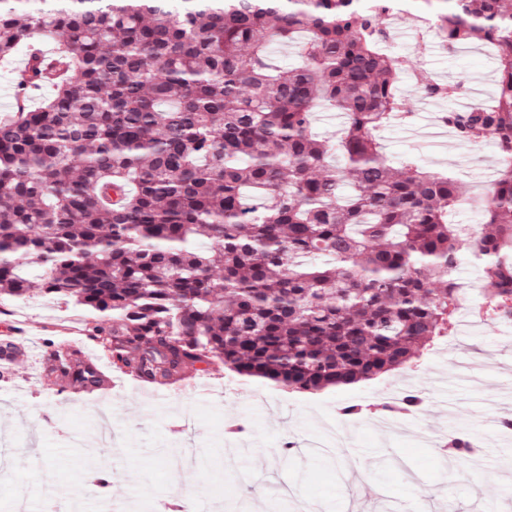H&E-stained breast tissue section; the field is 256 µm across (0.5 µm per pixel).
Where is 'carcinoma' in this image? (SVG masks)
I'll use <instances>...</instances> for the list:
<instances>
[{
	"mask_svg": "<svg viewBox=\"0 0 512 512\" xmlns=\"http://www.w3.org/2000/svg\"><path fill=\"white\" fill-rule=\"evenodd\" d=\"M426 4L447 43L496 49L492 101L442 116L501 150L472 232L448 221L452 177L375 138L402 109L394 0H0V60L49 39L68 63L32 58L51 95L0 118V297L29 296L38 267L41 295L92 314L79 343L47 340L50 374L88 394L102 357L152 386L215 367L297 391L375 379L451 332L465 238L486 305L512 310V0ZM321 103L347 120L334 143L311 132Z\"/></svg>",
	"mask_w": 512,
	"mask_h": 512,
	"instance_id": "carcinoma-1",
	"label": "carcinoma"
}]
</instances>
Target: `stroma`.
<instances>
[{"mask_svg": "<svg viewBox=\"0 0 512 512\" xmlns=\"http://www.w3.org/2000/svg\"><path fill=\"white\" fill-rule=\"evenodd\" d=\"M427 13L423 0H403L389 24L385 48L401 63L406 115L377 136L392 164L410 156L453 176L461 190L453 222L478 224L496 152L425 129L471 99L489 101L496 61L480 43L417 42L412 24ZM419 71L458 85L456 96L424 98ZM0 306L11 312L0 317V341L11 328L26 338L0 379V512H13L21 495L29 512H169L183 497L196 512H270L275 504L281 512L307 504L315 512H409L417 492L435 512L446 504L453 512H512V428L501 425L512 417V324L495 315L468 331L458 309L453 334L417 367L315 394L216 369L168 390L117 374L108 390L87 396L58 392L37 371L44 339H81L89 313L36 294ZM399 388L422 402L396 415L397 432H381L370 414L339 413ZM452 434L471 441L476 467L445 453ZM287 441L296 452L285 463L276 452ZM106 463L112 489L104 494L94 476Z\"/></svg>", "mask_w": 512, "mask_h": 512, "instance_id": "stroma-1", "label": "stroma"}]
</instances>
